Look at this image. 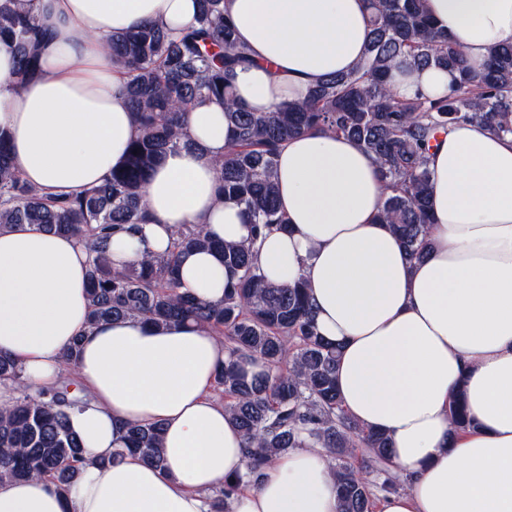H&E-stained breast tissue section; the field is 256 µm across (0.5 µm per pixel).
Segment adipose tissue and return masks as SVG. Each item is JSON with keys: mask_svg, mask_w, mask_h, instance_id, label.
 Wrapping results in <instances>:
<instances>
[{"mask_svg": "<svg viewBox=\"0 0 512 512\" xmlns=\"http://www.w3.org/2000/svg\"><path fill=\"white\" fill-rule=\"evenodd\" d=\"M437 26L482 63L512 41V0H426ZM251 65L233 86L251 111L303 97L364 54L365 0H224ZM196 0H36L52 37L39 71L20 77L0 41V128L12 160L43 193L75 196L119 166L137 127L121 68L101 41L152 22H196ZM442 69L397 78L405 97L447 92ZM191 147L167 152L144 186L149 219L114 237L112 265L168 252L176 227L202 224L246 242L242 206L218 196L216 162L232 140L222 105L188 114ZM432 248L409 262L378 223L386 189L375 161L345 137L311 131L277 156L278 203L288 219L267 232L257 262L278 284L305 280L317 332L337 345L336 388L361 427L384 432L406 489L380 493L374 512H512V135L449 128L428 155ZM88 249L34 224L0 229V352L32 389L56 383L81 338L77 380L89 396L71 411L86 466L67 492L48 479L0 483V512H207L205 498L246 467L245 439L212 396L226 360L222 338L198 326L138 319L88 326ZM184 287L216 303L234 280L211 251L179 261ZM462 395L474 428L454 431ZM161 422L164 467L137 454L111 461L124 427ZM230 512H339L335 472L322 448H295L265 465Z\"/></svg>", "mask_w": 512, "mask_h": 512, "instance_id": "1", "label": "adipose tissue"}]
</instances>
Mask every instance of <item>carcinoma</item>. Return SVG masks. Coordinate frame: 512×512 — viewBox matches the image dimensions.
<instances>
[{
	"label": "carcinoma",
	"instance_id": "obj_1",
	"mask_svg": "<svg viewBox=\"0 0 512 512\" xmlns=\"http://www.w3.org/2000/svg\"><path fill=\"white\" fill-rule=\"evenodd\" d=\"M367 2L369 32L358 65L323 78L304 97L272 112H252L236 97L234 73L250 59L224 15V0H199L196 24L176 35L144 23L104 38L106 53L132 74L126 91L139 135L123 165L79 195L50 197L23 181L0 131V228L35 224L86 244L90 324L119 318L157 326L193 322L224 338L228 360L215 386L229 397L224 409L245 434L248 462L208 497V512H228L236 489L256 484L262 467L292 448L326 449L336 470L340 512H372L377 494L404 484L393 473L388 438L363 431L340 408L338 348L316 332L305 282L272 283L256 263L259 240L271 226L285 224L277 206L276 158L288 140L312 130L350 138L374 158L386 181L380 222L418 261L430 241L427 154L439 133L465 124L512 134V43L474 65L453 37L434 26L423 0ZM50 37L38 24L33 0H0V39L14 44L21 76L35 73L39 47ZM406 63L453 74L448 92L400 96L391 78ZM201 98L224 106L231 119L233 140L218 162V193L248 212L251 240L223 243L201 225L180 228L166 254L145 255L117 270L112 236L145 222L144 180L166 151L188 146L186 118ZM189 250H215L236 272L222 302L199 300L182 288L178 260ZM247 362H261L267 370L251 374ZM0 382L18 393L12 406L0 408V482L51 475L67 489L86 465L81 441L69 427L70 410L84 403L74 379L64 377L32 394L21 366L0 355ZM161 434L159 423L129 426L112 460L132 451L163 466ZM357 463L375 479L357 476Z\"/></svg>",
	"mask_w": 512,
	"mask_h": 512
}]
</instances>
